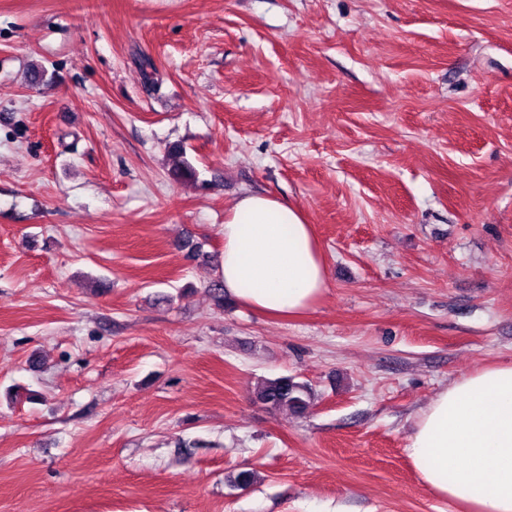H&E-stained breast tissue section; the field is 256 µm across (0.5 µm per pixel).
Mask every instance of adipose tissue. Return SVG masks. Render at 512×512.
Returning a JSON list of instances; mask_svg holds the SVG:
<instances>
[{
	"mask_svg": "<svg viewBox=\"0 0 512 512\" xmlns=\"http://www.w3.org/2000/svg\"><path fill=\"white\" fill-rule=\"evenodd\" d=\"M222 234L217 275L243 306L294 316L324 295L321 246L296 205L243 194ZM407 453L438 498L466 512H512V363L462 375L440 390L418 414Z\"/></svg>",
	"mask_w": 512,
	"mask_h": 512,
	"instance_id": "1",
	"label": "adipose tissue"
}]
</instances>
